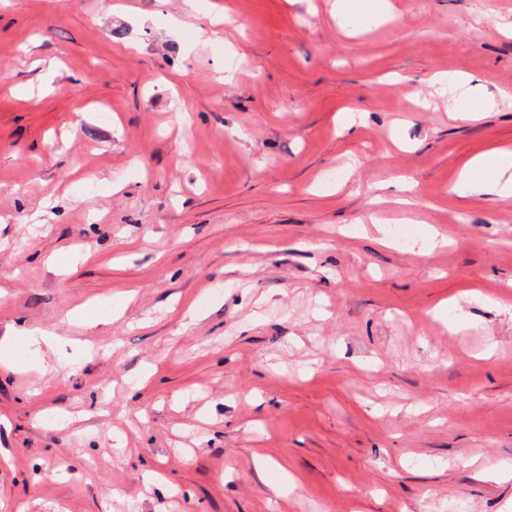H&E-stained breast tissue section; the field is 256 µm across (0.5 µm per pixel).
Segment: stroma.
<instances>
[{
  "label": "stroma",
  "mask_w": 512,
  "mask_h": 512,
  "mask_svg": "<svg viewBox=\"0 0 512 512\" xmlns=\"http://www.w3.org/2000/svg\"><path fill=\"white\" fill-rule=\"evenodd\" d=\"M125 2L0 0V512H512V0ZM350 4V7L346 5ZM336 16L342 20L350 19L348 26L362 29L382 22L388 11L387 0H336L333 3ZM441 83L448 92V104L461 118L471 119L485 112L493 102V94L484 86L483 79L468 73L440 76ZM464 189L466 195L490 190L501 198L512 197V150L492 148L469 160L461 169L452 193ZM24 342L27 348L39 346L41 343L50 347L55 353L65 352V343L53 334L40 329H23L7 331L0 337V364L11 365L14 363L15 354L19 344Z\"/></svg>",
  "instance_id": "1"
}]
</instances>
